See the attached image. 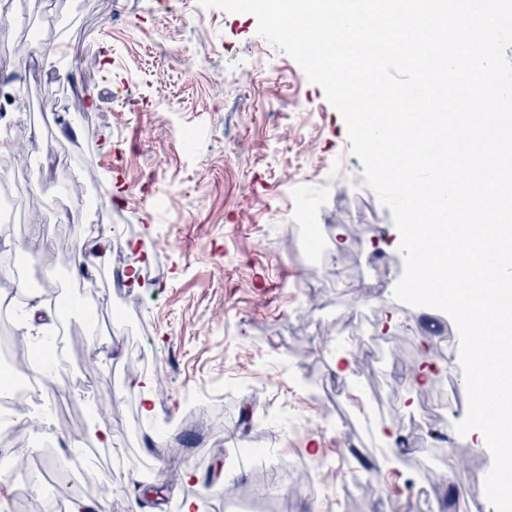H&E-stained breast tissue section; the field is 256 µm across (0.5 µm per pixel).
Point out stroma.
<instances>
[{"instance_id":"stroma-1","label":"stroma","mask_w":512,"mask_h":512,"mask_svg":"<svg viewBox=\"0 0 512 512\" xmlns=\"http://www.w3.org/2000/svg\"><path fill=\"white\" fill-rule=\"evenodd\" d=\"M12 17L0 72L19 73L8 90L28 107L0 112V131L25 157L4 171L24 196L8 227L26 243L22 278H40L46 253L80 250L91 210L78 191L98 183L109 199L93 281L61 266L46 284L58 299L92 295L68 310L66 408L14 413L24 428L0 458V512H18L19 499L34 512L28 475L50 459L37 442L51 421L70 455L97 454L94 429L114 434L109 464L69 491L83 512H183L209 490L220 494L210 512H276L255 489L283 468L291 512H412L425 482L455 488L450 512H489L494 500L466 497L498 468L456 433L466 397L431 407L440 378L462 372L458 357L438 362L419 321L453 340L457 328L395 298L404 262L391 212L364 186L323 89L258 36L256 18L198 0H30ZM27 29L40 40L19 68ZM54 42L50 60L42 47ZM76 141L88 147L80 163ZM308 279L315 288L302 290ZM372 337L396 346L397 361L374 356ZM99 395L111 415L97 414ZM264 408L277 426H256ZM368 425L409 447L373 441ZM431 425L454 436L452 459L430 446ZM337 467L343 479L329 477Z\"/></svg>"}]
</instances>
